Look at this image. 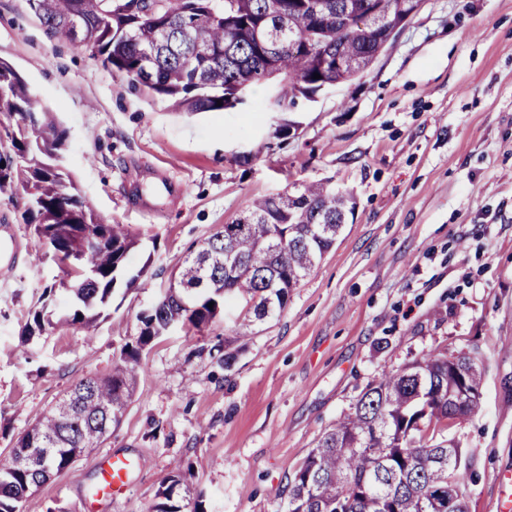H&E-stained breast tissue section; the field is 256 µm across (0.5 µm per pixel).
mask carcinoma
Listing matches in <instances>:
<instances>
[{
	"label": "carcinoma",
	"mask_w": 512,
	"mask_h": 512,
	"mask_svg": "<svg viewBox=\"0 0 512 512\" xmlns=\"http://www.w3.org/2000/svg\"><path fill=\"white\" fill-rule=\"evenodd\" d=\"M420 0H28L48 35L60 37L74 14L91 55L114 74L152 88L178 112L233 109L252 85L278 78L276 104L296 105L321 87L350 83L388 41L384 33L416 13ZM339 57V70L324 56ZM320 78H314V74ZM35 112L24 76L0 57V196L30 188L21 214L67 276L74 299L61 322L90 326L112 297L136 239L103 222L59 164L65 142L54 115ZM349 199L323 183L292 195L253 200L190 252L178 285L143 313L138 336L126 343L105 378L79 381L0 459V512H21L19 492L43 485L105 440L133 396L143 351L172 325L201 330L224 300L250 309L233 332L279 314L290 291L333 245ZM107 245L83 248L85 240ZM56 325L44 309L28 336ZM443 351L423 355L368 385L354 411L327 431L287 479L288 512H467L471 459L448 447V426L481 407L478 359ZM149 512H181L171 488Z\"/></svg>",
	"instance_id": "cac0c4a2"
}]
</instances>
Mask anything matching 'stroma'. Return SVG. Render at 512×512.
Masks as SVG:
<instances>
[{"instance_id":"stroma-1","label":"stroma","mask_w":512,"mask_h":512,"mask_svg":"<svg viewBox=\"0 0 512 512\" xmlns=\"http://www.w3.org/2000/svg\"><path fill=\"white\" fill-rule=\"evenodd\" d=\"M0 57L66 132L63 163L107 223L139 237L90 328L30 338L41 303L72 307L64 271L0 200V456L77 382L103 377L173 267L257 196L327 181L353 215L335 245L254 329L232 369L229 300L210 328L176 325L143 354L121 422L23 512H85L102 461L134 460L96 512H148L173 487L185 512H287V480L382 371L439 349L478 358L482 407L449 432L475 462L468 512L512 495V0H423L368 70L288 110L272 85L232 110L186 113L0 0Z\"/></svg>"}]
</instances>
